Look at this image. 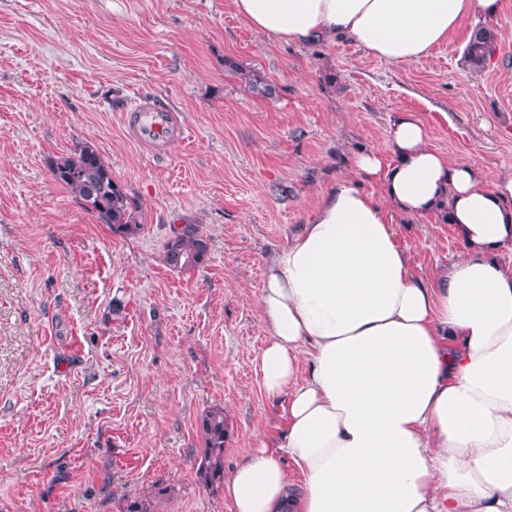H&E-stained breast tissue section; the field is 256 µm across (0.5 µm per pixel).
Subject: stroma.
Masks as SVG:
<instances>
[{
    "label": "stroma",
    "mask_w": 512,
    "mask_h": 512,
    "mask_svg": "<svg viewBox=\"0 0 512 512\" xmlns=\"http://www.w3.org/2000/svg\"><path fill=\"white\" fill-rule=\"evenodd\" d=\"M497 28L473 74L464 30L394 66L346 40H273L230 0H0V512H123L139 496L232 512L199 475L200 422L223 409L228 469L280 425L257 362L270 255L399 113L487 181L512 165V0ZM137 105L171 112L183 139H134ZM86 145L140 201L137 232L112 234L54 180ZM188 225L209 254L184 271L164 255ZM393 228L418 273L460 252L434 217Z\"/></svg>",
    "instance_id": "obj_1"
}]
</instances>
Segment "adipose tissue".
Segmentation results:
<instances>
[{
  "label": "adipose tissue",
  "mask_w": 512,
  "mask_h": 512,
  "mask_svg": "<svg viewBox=\"0 0 512 512\" xmlns=\"http://www.w3.org/2000/svg\"><path fill=\"white\" fill-rule=\"evenodd\" d=\"M231 3L275 40H347L395 66L503 10V0ZM445 195L461 252L425 278L392 219L434 215ZM507 249L512 166L486 181L477 161L434 150L410 112L382 148L355 155L266 267L258 365L285 425L225 476L233 512H512Z\"/></svg>",
  "instance_id": "1"
}]
</instances>
